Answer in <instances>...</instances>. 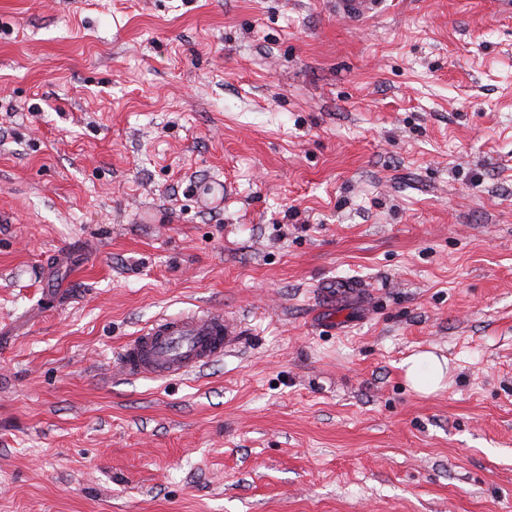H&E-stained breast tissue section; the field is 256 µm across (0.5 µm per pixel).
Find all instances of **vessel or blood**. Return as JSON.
<instances>
[{"mask_svg": "<svg viewBox=\"0 0 512 512\" xmlns=\"http://www.w3.org/2000/svg\"><path fill=\"white\" fill-rule=\"evenodd\" d=\"M336 18L360 24L380 16L386 0H328ZM236 334L223 311L163 318L143 329L119 352L131 377H172L189 373L223 356Z\"/></svg>", "mask_w": 512, "mask_h": 512, "instance_id": "obj_1", "label": "vessel or blood"}]
</instances>
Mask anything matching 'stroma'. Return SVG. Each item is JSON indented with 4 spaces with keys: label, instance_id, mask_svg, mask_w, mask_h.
<instances>
[{
    "label": "stroma",
    "instance_id": "stroma-1",
    "mask_svg": "<svg viewBox=\"0 0 512 512\" xmlns=\"http://www.w3.org/2000/svg\"><path fill=\"white\" fill-rule=\"evenodd\" d=\"M0 512H512V10L0 0ZM387 0H328L331 13L351 24H360L380 16ZM221 310H206L180 318H162L119 352L131 377H172L187 374L224 356L237 339ZM426 361L427 368L423 369L421 365ZM406 375L412 386L419 392L429 394L440 387L444 377L443 364L448 369V361L440 359L432 353L418 354L409 358L406 363Z\"/></svg>",
    "mask_w": 512,
    "mask_h": 512
}]
</instances>
